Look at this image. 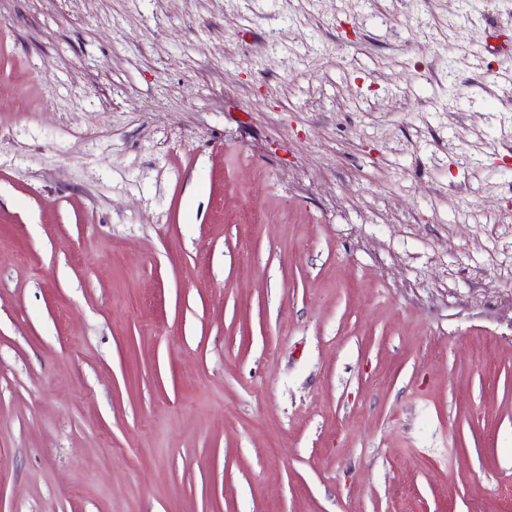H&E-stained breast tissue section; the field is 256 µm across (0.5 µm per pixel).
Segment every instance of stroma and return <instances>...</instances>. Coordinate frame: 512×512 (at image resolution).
<instances>
[{
	"instance_id": "stroma-1",
	"label": "stroma",
	"mask_w": 512,
	"mask_h": 512,
	"mask_svg": "<svg viewBox=\"0 0 512 512\" xmlns=\"http://www.w3.org/2000/svg\"><path fill=\"white\" fill-rule=\"evenodd\" d=\"M512 0H0V512H512Z\"/></svg>"
}]
</instances>
